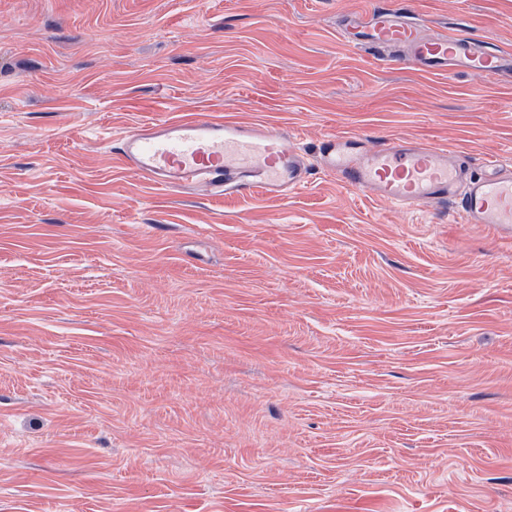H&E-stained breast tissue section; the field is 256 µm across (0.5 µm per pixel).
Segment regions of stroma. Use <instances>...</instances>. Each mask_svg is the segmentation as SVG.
<instances>
[{
  "label": "stroma",
  "instance_id": "1",
  "mask_svg": "<svg viewBox=\"0 0 512 512\" xmlns=\"http://www.w3.org/2000/svg\"><path fill=\"white\" fill-rule=\"evenodd\" d=\"M396 4L512 53V0ZM371 5L0 0V512H512V239L112 157L223 114L512 163V77L348 46Z\"/></svg>",
  "mask_w": 512,
  "mask_h": 512
}]
</instances>
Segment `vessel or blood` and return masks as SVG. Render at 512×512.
Wrapping results in <instances>:
<instances>
[{
    "instance_id": "b4317fda",
    "label": "vessel or blood",
    "mask_w": 512,
    "mask_h": 512,
    "mask_svg": "<svg viewBox=\"0 0 512 512\" xmlns=\"http://www.w3.org/2000/svg\"><path fill=\"white\" fill-rule=\"evenodd\" d=\"M345 41L378 50L392 47L418 70L512 75V55L469 37L420 33L418 20L391 0L344 20ZM112 153L132 174L153 184L203 188L216 196L250 192L285 197L307 188L314 172L337 185L394 205L456 204L469 224L512 237V166L489 158L470 174L461 154L423 141L371 142L356 133H331L311 147L285 128L221 116L168 117L138 124L112 138Z\"/></svg>"
}]
</instances>
